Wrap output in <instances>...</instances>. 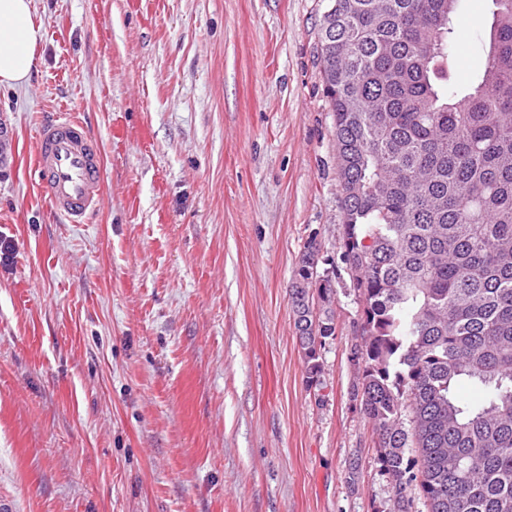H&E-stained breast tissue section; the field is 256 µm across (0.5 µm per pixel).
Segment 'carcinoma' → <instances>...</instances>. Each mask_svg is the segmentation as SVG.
Wrapping results in <instances>:
<instances>
[{"instance_id":"1","label":"carcinoma","mask_w":512,"mask_h":512,"mask_svg":"<svg viewBox=\"0 0 512 512\" xmlns=\"http://www.w3.org/2000/svg\"><path fill=\"white\" fill-rule=\"evenodd\" d=\"M324 2L344 231L338 262L308 236L320 266L297 265L288 289L308 386L336 336L321 276L341 262L361 303L351 395L389 512H412L415 488L429 512H512V0H492L465 77L460 0Z\"/></svg>"}]
</instances>
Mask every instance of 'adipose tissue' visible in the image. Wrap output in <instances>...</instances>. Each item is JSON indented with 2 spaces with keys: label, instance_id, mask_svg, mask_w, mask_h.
<instances>
[{
  "label": "adipose tissue",
  "instance_id": "adipose-tissue-1",
  "mask_svg": "<svg viewBox=\"0 0 512 512\" xmlns=\"http://www.w3.org/2000/svg\"><path fill=\"white\" fill-rule=\"evenodd\" d=\"M41 38L33 0H0V87L28 82Z\"/></svg>",
  "mask_w": 512,
  "mask_h": 512
}]
</instances>
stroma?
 I'll list each match as a JSON object with an SVG mask.
<instances>
[{"mask_svg":"<svg viewBox=\"0 0 512 512\" xmlns=\"http://www.w3.org/2000/svg\"><path fill=\"white\" fill-rule=\"evenodd\" d=\"M492 0H461V73ZM320 0H34L30 81L0 87V499L13 512H386L351 398L361 306L307 387L288 302L304 241L339 256ZM100 143L85 223L37 182L40 125Z\"/></svg>","mask_w":512,"mask_h":512,"instance_id":"obj_1","label":"stroma"}]
</instances>
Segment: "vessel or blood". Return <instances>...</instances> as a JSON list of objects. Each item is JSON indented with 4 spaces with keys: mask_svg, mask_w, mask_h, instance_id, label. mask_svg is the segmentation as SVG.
I'll list each match as a JSON object with an SVG mask.
<instances>
[{
    "mask_svg": "<svg viewBox=\"0 0 512 512\" xmlns=\"http://www.w3.org/2000/svg\"><path fill=\"white\" fill-rule=\"evenodd\" d=\"M35 168L59 215L78 224L94 210L101 187L100 151L80 120L62 114L40 126Z\"/></svg>",
    "mask_w": 512,
    "mask_h": 512,
    "instance_id": "obj_1",
    "label": "vessel or blood"
}]
</instances>
